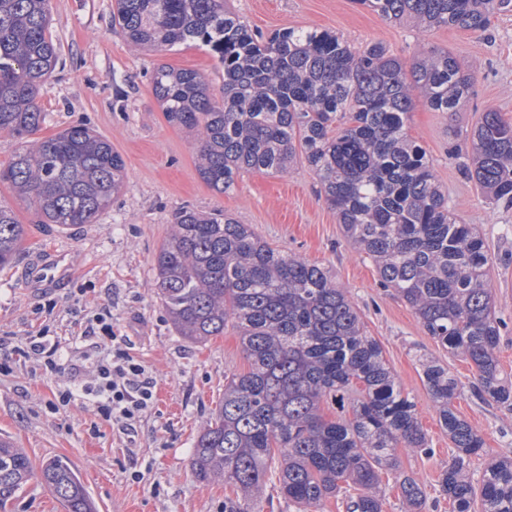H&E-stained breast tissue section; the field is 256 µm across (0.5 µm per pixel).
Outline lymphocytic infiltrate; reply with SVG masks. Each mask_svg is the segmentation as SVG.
I'll list each match as a JSON object with an SVG mask.
<instances>
[{"label":"lymphocytic infiltrate","mask_w":512,"mask_h":512,"mask_svg":"<svg viewBox=\"0 0 512 512\" xmlns=\"http://www.w3.org/2000/svg\"><path fill=\"white\" fill-rule=\"evenodd\" d=\"M80 339L104 351L96 360V378L88 384L78 381L76 365L63 361L62 342L50 329H42L31 337L26 352L43 359L50 372L69 373V381L58 392L59 407L78 405L93 411L102 420L116 419L133 424L153 401V378L122 349L107 315H88Z\"/></svg>","instance_id":"lymphocytic-infiltrate-1"}]
</instances>
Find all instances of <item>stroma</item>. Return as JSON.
Masks as SVG:
<instances>
[{
  "instance_id": "1",
  "label": "stroma",
  "mask_w": 512,
  "mask_h": 512,
  "mask_svg": "<svg viewBox=\"0 0 512 512\" xmlns=\"http://www.w3.org/2000/svg\"><path fill=\"white\" fill-rule=\"evenodd\" d=\"M112 4L51 0L59 63L41 92L47 119L38 135L49 137L78 124L92 128L122 156L125 189L96 223L60 228L33 223L25 203L0 185V204L26 226L19 253L0 269V357L7 364L0 371V438L24 448L37 466L52 457L70 460L99 512H224L232 488L197 480L191 450L224 397L226 379L249 364L233 327L205 343L180 336L157 296L154 270L179 208L222 211L250 225L273 248L328 266L348 289L367 335L381 343L396 382L414 401L433 449L429 455L399 450L401 468L424 486V512H452L438 478L453 448L437 423L420 360L438 361L462 386L455 410L485 441L481 456L471 461L473 481H480L491 460L512 456V408L478 399L474 367L438 345L410 306L380 287L374 264L345 242L307 164H295L284 175L244 173L224 193L202 181L198 142L191 131L166 121L150 74L161 64L198 71L219 101L222 68L202 47L161 53L136 49L113 27ZM228 6L262 36L290 26L326 29L357 47L382 43L406 62L435 46L452 51L473 72V94L459 112L443 114L415 102L409 132L426 149L457 216L477 225L486 239L495 309L506 323L499 361L512 376V209L492 207L452 154L486 110L512 118V12L494 18L489 31L478 35L390 23L356 0H228ZM50 255L62 263L60 277L50 284L33 281L32 260ZM91 311L111 317L130 357L156 379L153 403L133 432H124L118 422L99 421L83 408H57L66 375L47 373L42 359L20 354L30 336L49 326L68 340L69 359L81 365L83 381L92 382L93 358L84 345L71 342ZM5 512L64 509L47 487L32 480Z\"/></svg>"
}]
</instances>
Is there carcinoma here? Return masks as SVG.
Masks as SVG:
<instances>
[{
  "instance_id": "cac0c4a2",
  "label": "carcinoma",
  "mask_w": 512,
  "mask_h": 512,
  "mask_svg": "<svg viewBox=\"0 0 512 512\" xmlns=\"http://www.w3.org/2000/svg\"><path fill=\"white\" fill-rule=\"evenodd\" d=\"M390 22L424 30L484 33L512 0H356ZM112 23L136 48L205 47L224 70V100L192 70L157 66L152 91L168 122L197 132V170L213 190L248 171L313 170L343 237L376 265L442 347L468 361L480 398L512 404V381L498 354L505 322L496 313L485 239L448 205L425 150L409 133L420 99L456 112L474 75L449 50L431 47L407 63L379 43L354 47L328 30L286 27L255 34L224 0H114ZM58 63L50 0H0V133L21 140L46 122L39 91ZM466 173L489 202L512 208V120L494 109L473 127ZM5 183L39 224H94L125 186L112 144L79 124L37 139L0 168ZM24 236L0 205V267ZM158 295L178 333L193 342L240 331L248 371L224 385V399L194 445L201 481L222 479L251 503L277 462L279 490L299 512H321L342 497L346 512H384L383 472L395 473L405 512H422L426 492L400 471L397 449L431 453L414 402L404 394L381 345L368 336L330 271L259 238L247 224L191 208L174 213L155 259ZM421 379L456 449L439 476L453 512H512V458L489 463L480 487L468 466L481 435L453 409L458 381L437 361ZM340 409L333 419L324 407ZM37 478L65 512H96L75 467L54 458L35 469L27 453L0 439V508Z\"/></svg>"
}]
</instances>
